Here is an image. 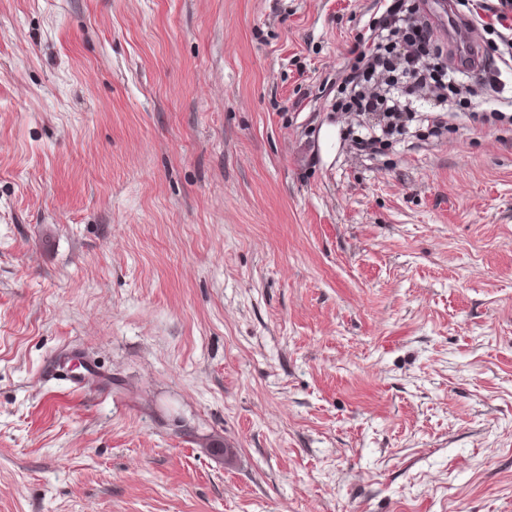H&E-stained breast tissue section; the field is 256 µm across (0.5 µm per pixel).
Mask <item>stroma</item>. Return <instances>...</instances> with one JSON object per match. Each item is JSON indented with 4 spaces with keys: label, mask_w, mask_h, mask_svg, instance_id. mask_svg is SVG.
<instances>
[{
    "label": "stroma",
    "mask_w": 512,
    "mask_h": 512,
    "mask_svg": "<svg viewBox=\"0 0 512 512\" xmlns=\"http://www.w3.org/2000/svg\"><path fill=\"white\" fill-rule=\"evenodd\" d=\"M376 13L0 0V512H512V125L360 151Z\"/></svg>",
    "instance_id": "1"
}]
</instances>
